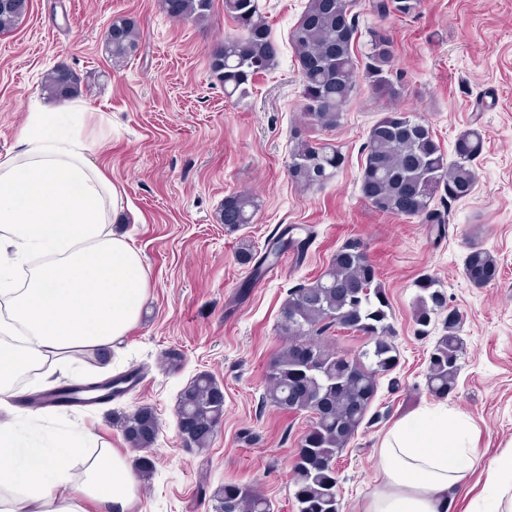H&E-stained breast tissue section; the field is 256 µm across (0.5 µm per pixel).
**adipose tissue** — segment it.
Masks as SVG:
<instances>
[{
  "instance_id": "1",
  "label": "adipose tissue",
  "mask_w": 512,
  "mask_h": 512,
  "mask_svg": "<svg viewBox=\"0 0 512 512\" xmlns=\"http://www.w3.org/2000/svg\"><path fill=\"white\" fill-rule=\"evenodd\" d=\"M93 122L79 98L31 111L0 154V512H132L137 497L127 454L78 423L47 431L10 403L25 375L73 380L109 357L148 294L139 251L112 228L122 195L88 158L107 147ZM482 463L469 512H512V449L483 462L467 417L419 407L387 430L361 512H448Z\"/></svg>"
}]
</instances>
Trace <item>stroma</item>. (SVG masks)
Masks as SVG:
<instances>
[{"label":"stroma","instance_id":"35a3bbf8","mask_svg":"<svg viewBox=\"0 0 512 512\" xmlns=\"http://www.w3.org/2000/svg\"><path fill=\"white\" fill-rule=\"evenodd\" d=\"M278 50V65L258 75L248 97L228 98L209 60L238 26L214 0L202 23L175 21L161 0H29L17 28L0 35V154L14 149L33 108L54 110L44 75L63 63L88 87V111L110 139L104 164L123 196L116 223L139 250L148 297L119 353L88 382L133 372L135 391L107 403L20 401L55 427L77 422L129 452L119 416L154 409L158 433L153 477L142 483L133 512H213L212 494L227 483L248 485L271 512H297L291 462L310 426L305 413L262 406L270 361L284 346L279 311L288 291L315 280L348 238L358 237L389 299L399 364L378 392L355 437L336 460L339 512H359L377 486L380 440L402 415L444 403L468 416L485 459L512 445V0H420L408 17L374 13L358 0L359 29L390 39L397 96L359 79L339 127L312 131L346 157L323 187L303 190L288 175L292 137L300 126L301 75L289 33L307 0H259ZM133 20L139 48L121 66L102 50L109 24ZM413 111L434 130L446 155L459 135L479 130L471 196L439 203L444 224L376 212L362 197V147L371 126L391 111ZM252 192L261 207L252 224L228 232L219 221L225 197ZM309 238L304 258L282 252L277 270L253 275L238 259L241 241L256 254L283 233ZM496 259L498 279L482 288L463 273L471 245ZM437 278L449 307L462 316L464 353L455 390L441 398L426 384L435 336H416L414 282ZM182 353L178 370L163 362ZM201 373L224 391V419L203 451L186 449L177 424L181 392Z\"/></svg>","mask_w":512,"mask_h":512}]
</instances>
